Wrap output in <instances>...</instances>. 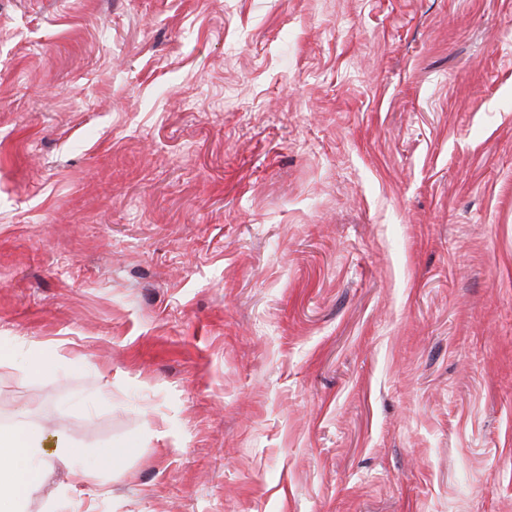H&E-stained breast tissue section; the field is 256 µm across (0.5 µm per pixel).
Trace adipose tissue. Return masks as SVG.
Returning <instances> with one entry per match:
<instances>
[{"instance_id":"obj_1","label":"adipose tissue","mask_w":512,"mask_h":512,"mask_svg":"<svg viewBox=\"0 0 512 512\" xmlns=\"http://www.w3.org/2000/svg\"><path fill=\"white\" fill-rule=\"evenodd\" d=\"M45 434L22 419L0 434V512H21L23 501L43 488Z\"/></svg>"}]
</instances>
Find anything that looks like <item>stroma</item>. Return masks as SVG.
Masks as SVG:
<instances>
[{
	"label": "stroma",
	"mask_w": 512,
	"mask_h": 512,
	"mask_svg": "<svg viewBox=\"0 0 512 512\" xmlns=\"http://www.w3.org/2000/svg\"><path fill=\"white\" fill-rule=\"evenodd\" d=\"M23 512H512V0H0ZM78 451L74 448H60L58 457L67 467V474L73 486L86 483L93 474V471L85 469L76 462Z\"/></svg>",
	"instance_id": "stroma-1"
}]
</instances>
